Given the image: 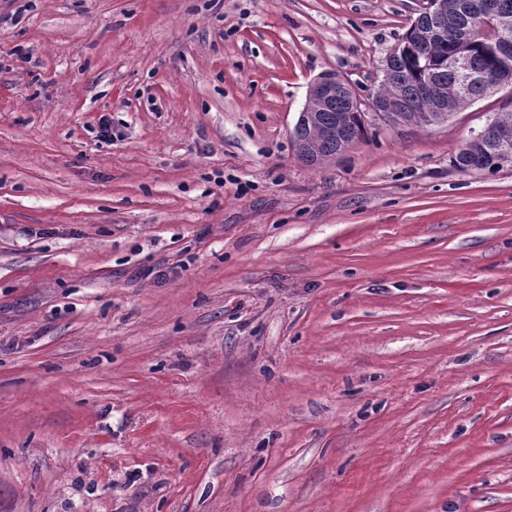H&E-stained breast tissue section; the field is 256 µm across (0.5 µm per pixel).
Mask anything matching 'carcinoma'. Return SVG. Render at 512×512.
I'll list each match as a JSON object with an SVG mask.
<instances>
[{
    "label": "carcinoma",
    "mask_w": 512,
    "mask_h": 512,
    "mask_svg": "<svg viewBox=\"0 0 512 512\" xmlns=\"http://www.w3.org/2000/svg\"><path fill=\"white\" fill-rule=\"evenodd\" d=\"M480 0H448V25L439 35L432 38L424 49L415 44V29L430 24L428 16L420 15L416 25L409 27L399 46L402 52L390 61L391 81L386 91H394L406 108L403 116L412 126H423L426 121L419 112L430 107L428 101L419 96V88L429 77L434 76L449 91L455 89L459 75L451 63L453 53L461 48L469 57L471 67L479 72L499 75L512 80V46L509 56L502 52V34L496 31L470 41L458 42L461 30L471 25L478 17ZM491 94V89L481 83L469 86L467 96L456 104V108L483 99ZM327 126L342 121L341 139L355 142L364 131V114L350 105L348 99L339 96L327 106L321 115ZM512 129V112L498 115V125L489 128L479 140H470L453 159L454 167L460 171H495L502 166L497 154L496 141L500 128Z\"/></svg>",
    "instance_id": "1"
}]
</instances>
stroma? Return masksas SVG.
<instances>
[{
    "label": "stroma",
    "mask_w": 512,
    "mask_h": 512,
    "mask_svg": "<svg viewBox=\"0 0 512 512\" xmlns=\"http://www.w3.org/2000/svg\"><path fill=\"white\" fill-rule=\"evenodd\" d=\"M420 5L0 0V512H512V91L291 136ZM336 94L345 95L354 105L361 110V105H367L378 116L388 121L392 118L390 112H399L395 107V98L393 96H382L379 90L370 95L369 99L363 104L356 96L351 84L345 79L336 76L334 73H321L310 83L306 103L299 113L292 135L298 127L307 125H317V112L322 111V107L329 101L336 98ZM348 99L339 96L327 106V112H322V122L327 126L334 128H323L328 136L336 137L325 138L320 141L318 153L322 157L336 156L339 142L336 138L346 141L341 142L339 154L347 151L356 140H358L364 131V116L357 109H352ZM342 120V129L336 126L338 120ZM351 142V143H347ZM338 154V155H339ZM501 127L512 129V112H501L497 126L490 127L481 139L469 140L465 148L454 157V167L459 171L498 170L503 165L496 149L497 135Z\"/></svg>",
    "instance_id": "obj_1"
}]
</instances>
